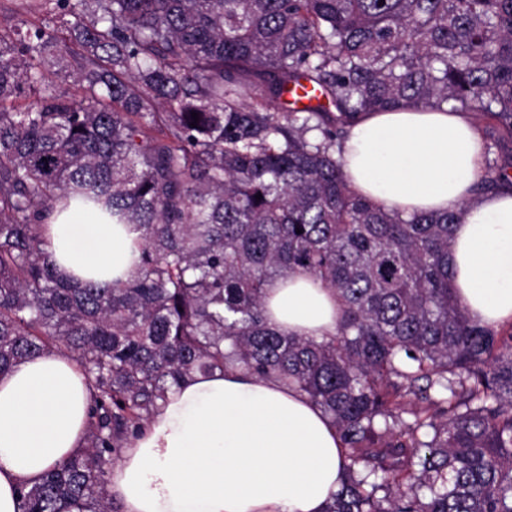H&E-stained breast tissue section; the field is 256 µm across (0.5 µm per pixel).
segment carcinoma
<instances>
[{
    "instance_id": "cac0c4a2",
    "label": "carcinoma",
    "mask_w": 512,
    "mask_h": 512,
    "mask_svg": "<svg viewBox=\"0 0 512 512\" xmlns=\"http://www.w3.org/2000/svg\"><path fill=\"white\" fill-rule=\"evenodd\" d=\"M3 10L0 374L58 349L92 391L83 451L21 486L23 512H119L105 489L121 450L185 377L229 366L296 387L336 425L346 463L326 512H512V329L457 301L458 216L385 212L336 158L356 115L409 105L467 112L490 147L512 144V0ZM305 83L322 102L288 107ZM511 167L487 163L482 187L512 185ZM72 207L135 227L136 276H59L44 232ZM292 275L336 293L335 335L268 324V289Z\"/></svg>"
}]
</instances>
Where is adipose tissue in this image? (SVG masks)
<instances>
[{
  "label": "adipose tissue",
  "instance_id": "adipose-tissue-1",
  "mask_svg": "<svg viewBox=\"0 0 512 512\" xmlns=\"http://www.w3.org/2000/svg\"><path fill=\"white\" fill-rule=\"evenodd\" d=\"M484 141L470 115L407 106L358 115L347 128L351 189L388 212H458L451 276L478 325L512 324V190L475 195ZM60 272L126 280L136 273L128 224L68 213L47 225ZM342 313L307 276L276 283L265 315L277 329L322 338ZM91 391L66 352H43L0 376V512L19 488L84 446ZM344 451L322 408L294 388L228 369L195 373L170 393L112 468L106 495L122 512H325Z\"/></svg>",
  "mask_w": 512,
  "mask_h": 512
}]
</instances>
